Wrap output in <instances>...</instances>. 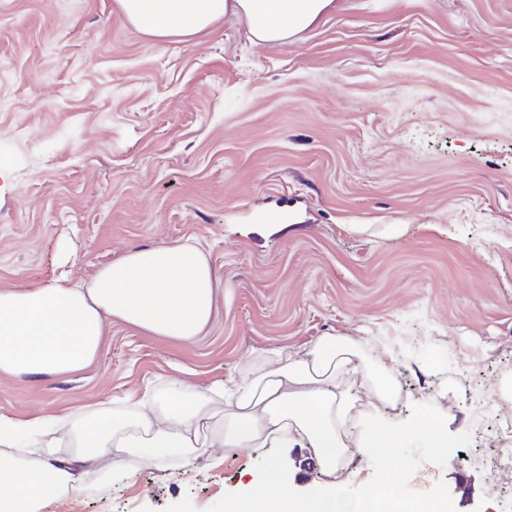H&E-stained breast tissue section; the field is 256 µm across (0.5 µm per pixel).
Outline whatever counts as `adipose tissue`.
Segmentation results:
<instances>
[{"instance_id":"obj_1","label":"adipose tissue","mask_w":512,"mask_h":512,"mask_svg":"<svg viewBox=\"0 0 512 512\" xmlns=\"http://www.w3.org/2000/svg\"><path fill=\"white\" fill-rule=\"evenodd\" d=\"M122 15L156 39H190L233 16L254 44H287L333 11L336 0H118ZM219 281L190 242L130 249L77 284L0 289V377H69L94 362L112 322L181 343L206 333ZM358 369L339 337L307 353L279 346L228 383L173 378L165 394L126 393L72 416H0V512H41L74 490L83 470L112 475L113 450L143 462L189 459L201 448H262L296 433L335 468Z\"/></svg>"}]
</instances>
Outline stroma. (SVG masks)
<instances>
[{
  "instance_id": "stroma-1",
  "label": "stroma",
  "mask_w": 512,
  "mask_h": 512,
  "mask_svg": "<svg viewBox=\"0 0 512 512\" xmlns=\"http://www.w3.org/2000/svg\"><path fill=\"white\" fill-rule=\"evenodd\" d=\"M264 223H256V216ZM70 253L60 258L57 244ZM191 241L220 281L183 344L113 324L79 375L0 377V416L76 412L173 377L205 388L264 351L345 338L370 415L433 404L470 433L411 490L506 512L512 470V0H336L287 45L233 18L152 39L116 0H0V288L77 283L134 247ZM388 374L398 395L384 400ZM261 448L118 458L43 512H205L257 481ZM290 482L366 483L369 458Z\"/></svg>"
}]
</instances>
